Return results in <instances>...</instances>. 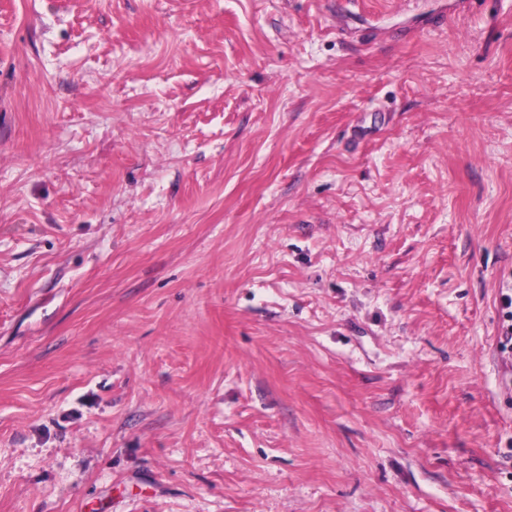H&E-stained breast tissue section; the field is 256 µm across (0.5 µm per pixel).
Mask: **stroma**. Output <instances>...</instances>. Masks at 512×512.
Segmentation results:
<instances>
[{
    "mask_svg": "<svg viewBox=\"0 0 512 512\" xmlns=\"http://www.w3.org/2000/svg\"><path fill=\"white\" fill-rule=\"evenodd\" d=\"M512 0H0V512H512Z\"/></svg>",
    "mask_w": 512,
    "mask_h": 512,
    "instance_id": "35a3bbf8",
    "label": "stroma"
}]
</instances>
